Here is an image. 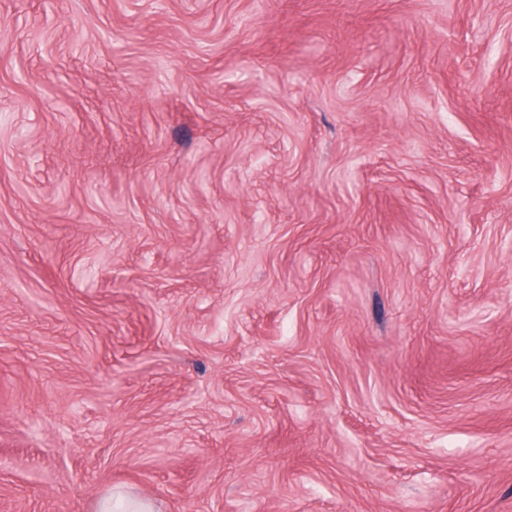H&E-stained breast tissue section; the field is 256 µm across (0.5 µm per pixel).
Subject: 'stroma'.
<instances>
[{"label":"stroma","mask_w":512,"mask_h":512,"mask_svg":"<svg viewBox=\"0 0 512 512\" xmlns=\"http://www.w3.org/2000/svg\"><path fill=\"white\" fill-rule=\"evenodd\" d=\"M512 512V0H0V512Z\"/></svg>","instance_id":"35a3bbf8"}]
</instances>
